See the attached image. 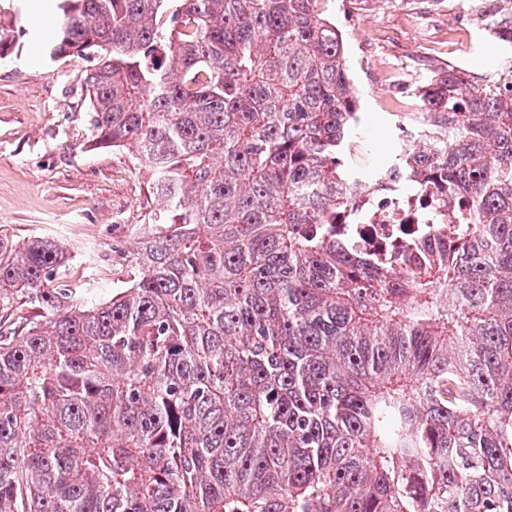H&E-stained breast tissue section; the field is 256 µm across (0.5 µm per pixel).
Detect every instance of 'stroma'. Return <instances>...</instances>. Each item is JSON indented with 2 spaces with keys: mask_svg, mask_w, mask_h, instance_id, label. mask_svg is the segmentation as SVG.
Listing matches in <instances>:
<instances>
[{
  "mask_svg": "<svg viewBox=\"0 0 512 512\" xmlns=\"http://www.w3.org/2000/svg\"><path fill=\"white\" fill-rule=\"evenodd\" d=\"M471 0H318L349 58L360 121L344 148L347 163L385 165L399 126L415 122L418 90L455 67L475 85L512 65V47L468 17ZM0 58V230L21 243L60 241L70 255L64 281L87 300L111 295L126 278L113 248L132 250L160 207L131 149L93 148L80 79L89 57L52 55L33 22Z\"/></svg>",
  "mask_w": 512,
  "mask_h": 512,
  "instance_id": "35a3bbf8",
  "label": "stroma"
}]
</instances>
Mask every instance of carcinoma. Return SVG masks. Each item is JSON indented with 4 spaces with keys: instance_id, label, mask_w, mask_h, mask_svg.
Instances as JSON below:
<instances>
[{
    "instance_id": "1",
    "label": "carcinoma",
    "mask_w": 512,
    "mask_h": 512,
    "mask_svg": "<svg viewBox=\"0 0 512 512\" xmlns=\"http://www.w3.org/2000/svg\"><path fill=\"white\" fill-rule=\"evenodd\" d=\"M317 2L66 0L93 142L161 209L100 301L0 234V512H512V70L423 87L392 167L461 228L388 268L336 237L358 103Z\"/></svg>"
}]
</instances>
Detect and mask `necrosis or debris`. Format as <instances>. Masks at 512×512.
Returning a JSON list of instances; mask_svg holds the SVG:
<instances>
[{
	"label": "necrosis or debris",
	"mask_w": 512,
	"mask_h": 512,
	"mask_svg": "<svg viewBox=\"0 0 512 512\" xmlns=\"http://www.w3.org/2000/svg\"><path fill=\"white\" fill-rule=\"evenodd\" d=\"M403 176L393 172L381 185L354 191V205L342 214L336 231L350 248L390 262L399 259L408 242L441 234L452 240L457 229L453 207L437 185L420 181L412 192L400 185Z\"/></svg>",
	"instance_id": "4bbe7bcc"
}]
</instances>
